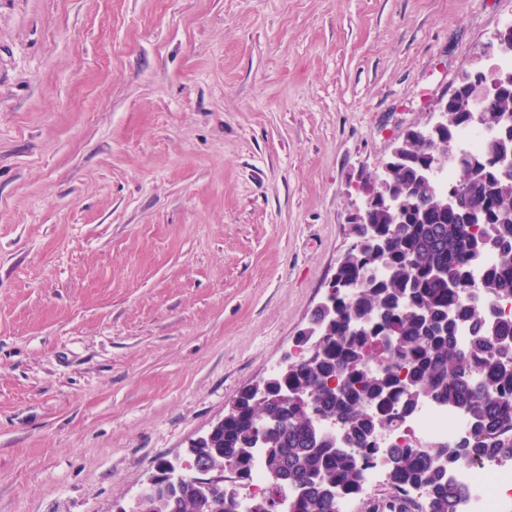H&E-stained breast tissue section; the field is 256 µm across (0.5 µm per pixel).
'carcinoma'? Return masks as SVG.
<instances>
[{
	"label": "carcinoma",
	"instance_id": "carcinoma-1",
	"mask_svg": "<svg viewBox=\"0 0 512 512\" xmlns=\"http://www.w3.org/2000/svg\"><path fill=\"white\" fill-rule=\"evenodd\" d=\"M495 74L509 89L482 101L463 89L448 105L440 136L453 145L480 109L492 136L481 152L455 155L454 183L470 192L478 213L464 217L442 206L441 183L429 180L431 146L406 133L395 146L393 175L374 180L370 223L350 225L356 248L336 269V303L315 311L311 323L323 341L310 351L299 335L288 375L267 378L268 399L239 398V412L195 449L201 466L250 476L255 452L293 491L288 512H338L341 497L364 480L363 462H382L391 495L371 512H411L405 493L422 498L421 512H458L465 486L448 480L460 460L512 462V319L488 318L491 304L512 301V170L493 165L512 156V68ZM410 194L418 205L401 216L387 206L392 195ZM492 252L496 263L480 283L472 270ZM478 287L483 298H460ZM471 332L462 347L457 328ZM289 390L296 398L286 402ZM422 400L448 406L470 419L472 436L453 446H386L380 435L396 432ZM273 417L277 427L261 436L255 421ZM236 498L221 486L181 481L170 495L149 499L141 512H237Z\"/></svg>",
	"mask_w": 512,
	"mask_h": 512
}]
</instances>
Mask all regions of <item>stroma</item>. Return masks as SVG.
Listing matches in <instances>:
<instances>
[{
  "instance_id": "1",
  "label": "stroma",
  "mask_w": 512,
  "mask_h": 512,
  "mask_svg": "<svg viewBox=\"0 0 512 512\" xmlns=\"http://www.w3.org/2000/svg\"><path fill=\"white\" fill-rule=\"evenodd\" d=\"M512 0H0V512L133 507L277 371Z\"/></svg>"
}]
</instances>
